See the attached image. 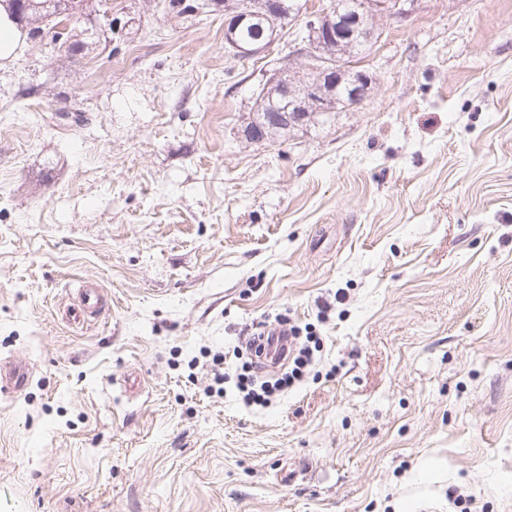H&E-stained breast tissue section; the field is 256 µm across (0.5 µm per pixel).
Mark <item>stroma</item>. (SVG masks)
<instances>
[{"label":"stroma","instance_id":"stroma-1","mask_svg":"<svg viewBox=\"0 0 512 512\" xmlns=\"http://www.w3.org/2000/svg\"><path fill=\"white\" fill-rule=\"evenodd\" d=\"M407 8L361 105L260 141L291 28L241 62L114 0L0 63V512H512V0ZM280 318L314 363L245 405ZM94 2H97V5L100 7H108L104 11L97 9L94 5ZM92 5V10L86 12V6ZM79 9L81 12L82 19L86 20L89 24H91L95 29L97 28L96 23H99V16L101 15L108 20V26L110 29H114L115 20L112 19V0H86L79 4ZM101 291L97 286L84 285L78 289L79 306L75 309L74 318L80 319L97 313L101 302ZM31 377L30 369L19 363H8L0 366V382L2 387L18 392L23 390L29 383Z\"/></svg>","mask_w":512,"mask_h":512}]
</instances>
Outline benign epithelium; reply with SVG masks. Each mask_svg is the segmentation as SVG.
I'll list each match as a JSON object with an SVG mask.
<instances>
[{
  "label": "benign epithelium",
  "instance_id": "benign-epithelium-1",
  "mask_svg": "<svg viewBox=\"0 0 512 512\" xmlns=\"http://www.w3.org/2000/svg\"><path fill=\"white\" fill-rule=\"evenodd\" d=\"M408 0H332L317 9L306 5L283 11V0H261L266 15L277 17L288 25H302L304 36L288 53V59L260 85L252 117L243 134L250 140H263L275 129L298 127L330 112L344 111L361 104L369 93L372 76L338 57L335 49L346 43L362 51L377 40L374 17L403 18ZM82 19L91 25L99 17L114 28L112 0H83L79 4ZM258 13L250 0H224V44L232 58L243 61L265 53L279 39L278 25L260 30L252 42L236 40L243 25L253 24ZM75 14L67 11L45 17L40 26L29 32V40L49 38L55 43H68ZM306 61L310 76L294 78V61Z\"/></svg>",
  "mask_w": 512,
  "mask_h": 512
}]
</instances>
